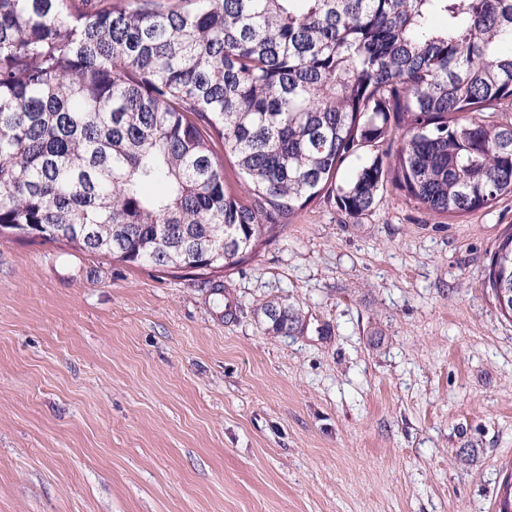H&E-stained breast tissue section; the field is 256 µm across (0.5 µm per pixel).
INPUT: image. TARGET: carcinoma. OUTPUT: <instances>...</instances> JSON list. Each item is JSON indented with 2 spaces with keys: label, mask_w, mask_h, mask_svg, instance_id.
<instances>
[{
  "label": "carcinoma",
  "mask_w": 512,
  "mask_h": 512,
  "mask_svg": "<svg viewBox=\"0 0 512 512\" xmlns=\"http://www.w3.org/2000/svg\"><path fill=\"white\" fill-rule=\"evenodd\" d=\"M507 99L512 0H0V227L191 271L325 191L353 218L390 185L460 217L512 193V122L483 118ZM488 286L512 292V232Z\"/></svg>",
  "instance_id": "carcinoma-1"
}]
</instances>
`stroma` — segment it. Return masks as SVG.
<instances>
[{
    "instance_id": "35a3bbf8",
    "label": "stroma",
    "mask_w": 512,
    "mask_h": 512,
    "mask_svg": "<svg viewBox=\"0 0 512 512\" xmlns=\"http://www.w3.org/2000/svg\"><path fill=\"white\" fill-rule=\"evenodd\" d=\"M510 231V195L445 219L390 188L205 277L0 235V512H497ZM487 282L497 303L502 289L510 291L512 295V232L503 237L493 253ZM263 313L268 320V329L275 333L288 334L300 321L298 311L283 302L268 304Z\"/></svg>"
}]
</instances>
